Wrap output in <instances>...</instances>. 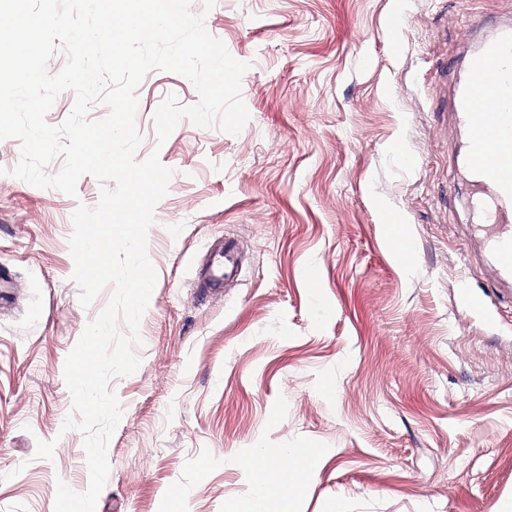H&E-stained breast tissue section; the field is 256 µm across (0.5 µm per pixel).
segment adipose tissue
I'll return each mask as SVG.
<instances>
[{"instance_id":"adipose-tissue-1","label":"adipose tissue","mask_w":512,"mask_h":512,"mask_svg":"<svg viewBox=\"0 0 512 512\" xmlns=\"http://www.w3.org/2000/svg\"><path fill=\"white\" fill-rule=\"evenodd\" d=\"M315 456L312 448H287L276 456L258 448L240 455L237 466L249 476L251 491L234 502L231 512H295Z\"/></svg>"}]
</instances>
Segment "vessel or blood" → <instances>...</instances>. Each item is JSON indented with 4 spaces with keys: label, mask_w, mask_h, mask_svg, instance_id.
Wrapping results in <instances>:
<instances>
[{
    "label": "vessel or blood",
    "mask_w": 512,
    "mask_h": 512,
    "mask_svg": "<svg viewBox=\"0 0 512 512\" xmlns=\"http://www.w3.org/2000/svg\"><path fill=\"white\" fill-rule=\"evenodd\" d=\"M466 77L453 92L452 115L468 132L464 156L477 201L489 220L479 244L493 257L498 295H512V24L468 56ZM235 246H211L202 285L213 288L235 274Z\"/></svg>",
    "instance_id": "b4317fda"
}]
</instances>
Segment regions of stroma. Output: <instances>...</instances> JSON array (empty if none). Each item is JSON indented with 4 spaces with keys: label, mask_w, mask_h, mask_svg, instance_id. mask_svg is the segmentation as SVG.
<instances>
[{
    "label": "stroma",
    "mask_w": 512,
    "mask_h": 512,
    "mask_svg": "<svg viewBox=\"0 0 512 512\" xmlns=\"http://www.w3.org/2000/svg\"><path fill=\"white\" fill-rule=\"evenodd\" d=\"M207 30L248 63L239 135L182 119L157 144L169 72L137 89L144 160L172 169L147 233L157 283L140 322L138 370L111 380L122 417L96 512H224L255 448H314L296 512H504L512 503V297L467 261L481 215L448 114L478 34L512 0H192ZM405 25L390 35L386 19ZM420 155L414 169L398 148ZM0 140V512H53L57 481L89 471L64 380L68 354L107 304L79 301L69 238L76 196L10 176ZM401 227L407 251L394 245ZM234 239L237 284L196 287L211 241ZM488 301L468 312L459 288ZM336 392H322L324 379ZM55 441L53 459L37 441Z\"/></svg>",
    "instance_id": "stroma-1"
}]
</instances>
